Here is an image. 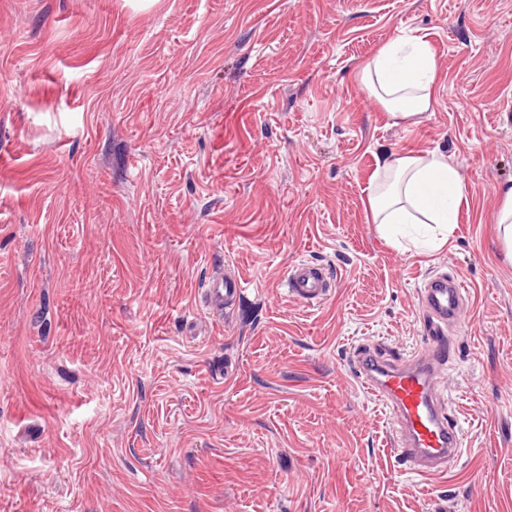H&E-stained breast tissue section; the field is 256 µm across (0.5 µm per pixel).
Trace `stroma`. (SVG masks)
Masks as SVG:
<instances>
[{
	"mask_svg": "<svg viewBox=\"0 0 512 512\" xmlns=\"http://www.w3.org/2000/svg\"><path fill=\"white\" fill-rule=\"evenodd\" d=\"M409 32L438 78L396 124L354 73ZM506 100L512 0H0V512H512ZM383 151L459 171L451 244L380 237ZM218 266L249 284L220 319ZM441 272L463 453L422 477L353 359L427 348ZM502 205L496 217V223L502 230V239L505 244L506 254L512 259V185L500 190ZM285 288L293 299L310 305L325 299L330 292V281L324 268L299 261L289 268Z\"/></svg>",
	"mask_w": 512,
	"mask_h": 512,
	"instance_id": "stroma-1",
	"label": "stroma"
}]
</instances>
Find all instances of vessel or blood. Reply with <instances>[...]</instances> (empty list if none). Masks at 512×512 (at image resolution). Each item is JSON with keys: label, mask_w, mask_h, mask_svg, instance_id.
<instances>
[{"label": "vessel or blood", "mask_w": 512, "mask_h": 512, "mask_svg": "<svg viewBox=\"0 0 512 512\" xmlns=\"http://www.w3.org/2000/svg\"><path fill=\"white\" fill-rule=\"evenodd\" d=\"M246 288L240 276L214 271L206 283L203 306L212 316H223ZM285 288L293 299L310 305L325 299L330 281L324 268L300 261L289 268ZM466 304L467 289L459 277L435 276L419 295L423 330L431 340L426 352L386 357L365 352L356 355L357 380L381 400L392 416V446L402 463L421 476L446 470L462 452L459 421L442 407L436 380L451 346L448 327L459 321Z\"/></svg>", "instance_id": "vessel-or-blood-1"}]
</instances>
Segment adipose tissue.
I'll list each match as a JSON object with an SVG mask.
<instances>
[{"instance_id": "obj_1", "label": "adipose tissue", "mask_w": 512, "mask_h": 512, "mask_svg": "<svg viewBox=\"0 0 512 512\" xmlns=\"http://www.w3.org/2000/svg\"><path fill=\"white\" fill-rule=\"evenodd\" d=\"M360 80L394 121L424 116L432 107L437 66L423 38L390 41L362 67ZM368 203L372 219L386 240L402 235L409 224H427L425 245L448 243L466 202L463 180L447 156L383 154L370 177Z\"/></svg>"}]
</instances>
